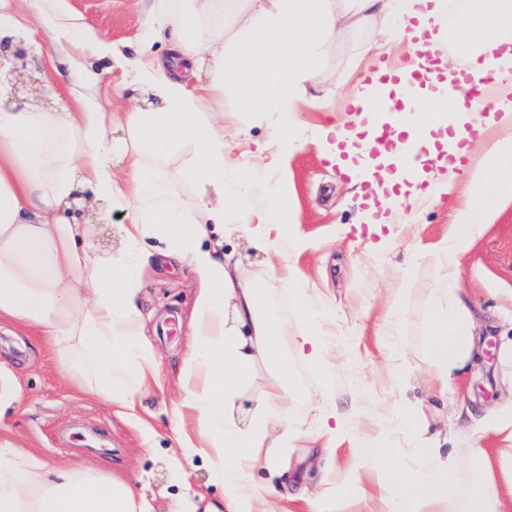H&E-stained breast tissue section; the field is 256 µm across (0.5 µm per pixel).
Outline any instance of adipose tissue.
I'll list each match as a JSON object with an SVG mask.
<instances>
[{"mask_svg": "<svg viewBox=\"0 0 512 512\" xmlns=\"http://www.w3.org/2000/svg\"><path fill=\"white\" fill-rule=\"evenodd\" d=\"M56 0H0V33L35 52L34 14L52 31L61 53L81 37ZM237 18L232 43L224 41V0H174L152 14L151 29L173 36L184 61L163 63L149 49L123 58L137 82L155 100L149 108L106 111L95 96L69 86L67 99L48 107L20 95L14 82L0 83V320L31 328L54 348L65 376L77 387L105 399L123 416L133 415L140 395L157 372L155 351L142 333L138 297L150 255L160 253L189 268L200 290L194 306L193 336L179 377L175 431L185 457H207L223 482L225 512H285L275 482L283 478L278 451L296 431L278 404L297 389L291 374L302 360L332 376L327 357L328 325L334 311L308 290L296 294L304 322L297 334L268 309L266 282L244 279L240 262L224 251L232 231L260 250L274 279L287 285L297 274L286 260L305 240L291 227V189L286 157L299 141L296 118L306 103V85L318 73L328 40H343L359 24H399L392 43H407L409 58L390 70L371 55L353 87V105H363L370 73L396 72L406 95L419 105L402 125L410 140L431 142L449 113H483L471 128L456 126L448 159L424 190L411 189L400 202L411 212L425 204L447 205L455 231L437 251L447 268L438 306L426 334L430 365L444 391L476 357L471 317L458 286L461 259L499 213L512 205V0H479L462 15L457 39L468 68L453 73L445 64L448 20L445 0H248ZM435 59L440 77L420 90L412 75ZM494 77L491 100L467 96V81ZM235 88L242 112H277L282 121L271 140L257 143L258 164L236 154L237 138H225L227 114L213 101ZM121 130L113 140V130ZM184 144L192 153L178 178L166 160ZM194 187L177 190L175 181ZM95 191L102 221L126 213L123 246L104 259L86 247L87 227L63 214L82 187ZM262 384L261 399L241 401L247 388ZM201 425L192 442L184 413ZM411 408L403 425L424 450L415 469L390 463L378 496H371L357 472L348 471L337 491L305 497L306 512H335L337 498L374 501L370 512H512V397L492 414L476 419L470 447L441 454L436 438ZM492 438L496 447H485ZM272 480L252 483L255 469ZM476 477L462 498L448 487L464 474ZM0 512H142L134 487L70 464L48 465L0 437Z\"/></svg>", "mask_w": 512, "mask_h": 512, "instance_id": "adipose-tissue-1", "label": "adipose tissue"}]
</instances>
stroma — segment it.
Wrapping results in <instances>:
<instances>
[{
    "label": "stroma",
    "mask_w": 512,
    "mask_h": 512,
    "mask_svg": "<svg viewBox=\"0 0 512 512\" xmlns=\"http://www.w3.org/2000/svg\"><path fill=\"white\" fill-rule=\"evenodd\" d=\"M63 10L79 30L89 60L101 74L93 91L101 102L145 106L152 99L146 88H134L123 69L107 55L116 47L135 55L143 40L153 54L172 55L165 34L150 33L147 14L132 0H60ZM382 33L363 26L343 42H328L324 62L310 89L328 100L336 121L357 116L347 99L351 75ZM223 111L237 112L250 135L240 154H250L255 142L269 138L275 117L269 113L238 112L232 92H225ZM323 121L316 108L300 114V144L288 159L293 186L289 206L307 246L289 252L287 261L305 276L306 287L316 289L336 311V334L330 339L328 358L334 364L330 380H323L311 365L293 366L299 389L284 404L289 420L299 426V436L289 450L288 479L280 486L294 498L292 512H303L298 494L325 489L326 474L344 477L350 441L338 442L331 456L316 448V400L324 385H331L336 411L357 423L361 437L371 445L390 449L391 459L406 463L412 457L404 431L386 423V413H403L422 402L431 431L446 433L454 447H467L472 431L455 419L453 408L466 402L477 413L497 405L505 386L512 384V369L498 361L499 339L512 336V207L489 226L463 261L459 285L482 340L480 358L459 379L456 393L441 391L428 365L426 331L430 321L439 268L431 250L453 230L446 207L433 205L398 224L385 252L372 248L378 234L365 224L367 201L375 190L370 181L352 182L340 166L320 157L315 128ZM88 226L87 243L100 258L117 252L122 242L117 232L120 217L99 220L98 202L91 188L80 189L73 205ZM225 251L234 253L245 274L268 281L270 306L289 331L301 328L287 288L272 281L264 256L245 248L237 236L224 238ZM401 288L404 320L393 350L381 314L384 294L392 285ZM197 288L189 271L173 261L159 260L147 273L139 302L144 331L156 351L157 373L142 395L136 417L116 414L101 398L79 390L64 376L45 339L0 322V370L12 378L14 399L0 401V435L12 437L43 462L71 463L134 482L145 512H172L174 503L193 495L197 512H222L224 486L215 481L207 459L185 460L174 430L173 408L179 400L178 383L183 353L189 339ZM96 435L103 451H86V439Z\"/></svg>",
    "instance_id": "1"
}]
</instances>
